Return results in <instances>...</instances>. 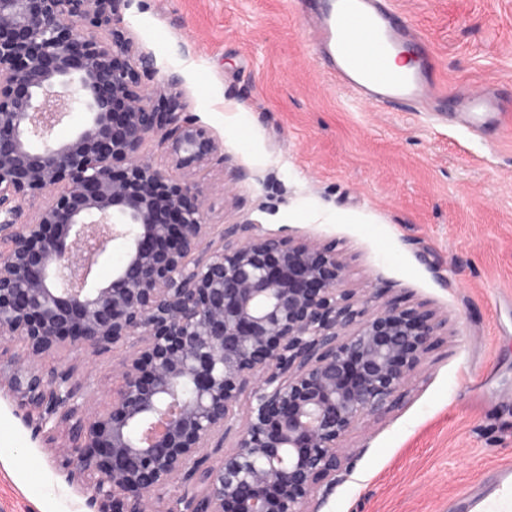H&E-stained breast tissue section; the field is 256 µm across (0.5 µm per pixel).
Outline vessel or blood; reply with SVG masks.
<instances>
[{
  "instance_id": "obj_1",
  "label": "vessel or blood",
  "mask_w": 512,
  "mask_h": 512,
  "mask_svg": "<svg viewBox=\"0 0 512 512\" xmlns=\"http://www.w3.org/2000/svg\"><path fill=\"white\" fill-rule=\"evenodd\" d=\"M319 25L336 78L355 96H369L386 108L413 102L429 90L419 66L401 72L389 68V56L404 51L406 34L389 26L379 0H326ZM458 96L471 122L496 110L494 99L483 92L464 88ZM460 507L462 512H512V466L500 469L488 489L464 492Z\"/></svg>"
}]
</instances>
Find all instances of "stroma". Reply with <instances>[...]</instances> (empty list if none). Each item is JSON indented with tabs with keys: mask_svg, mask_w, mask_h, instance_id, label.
<instances>
[{
	"mask_svg": "<svg viewBox=\"0 0 512 512\" xmlns=\"http://www.w3.org/2000/svg\"><path fill=\"white\" fill-rule=\"evenodd\" d=\"M429 46L444 95L379 110L336 81L320 50L324 0H131L124 27L153 84L224 143L211 223L250 219L333 246L358 295L431 310L446 324L402 396L353 431L352 469L321 512H448L512 464V0H387ZM491 88L502 126L468 127L457 88ZM91 402L118 359L54 350ZM63 434L34 435L0 388V512H90L60 465Z\"/></svg>",
	"mask_w": 512,
	"mask_h": 512,
	"instance_id": "1",
	"label": "stroma"
}]
</instances>
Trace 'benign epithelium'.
Returning <instances> with one entry per match:
<instances>
[{
	"label": "benign epithelium",
	"mask_w": 512,
	"mask_h": 512,
	"mask_svg": "<svg viewBox=\"0 0 512 512\" xmlns=\"http://www.w3.org/2000/svg\"><path fill=\"white\" fill-rule=\"evenodd\" d=\"M129 2L0 0V385L36 431L65 434L92 512H320L345 437L442 321L354 299L344 261L310 238L249 219L214 234L224 145L180 104L179 74L150 85ZM73 112L83 123L56 137ZM116 240L123 260L98 284ZM78 348L121 356L101 409L38 364Z\"/></svg>",
	"instance_id": "1"
}]
</instances>
